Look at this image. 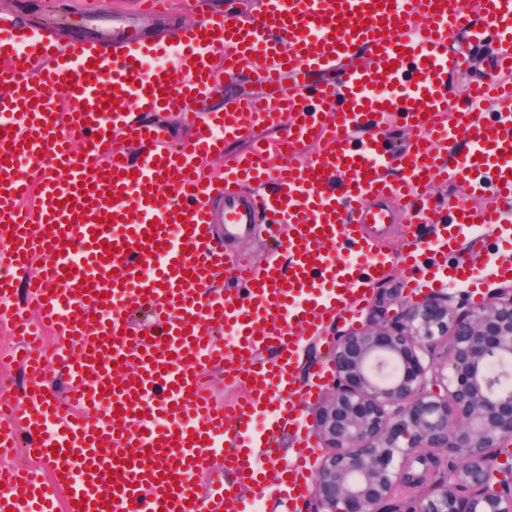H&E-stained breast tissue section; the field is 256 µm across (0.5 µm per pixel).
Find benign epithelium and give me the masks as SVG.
<instances>
[{
  "label": "benign epithelium",
  "mask_w": 512,
  "mask_h": 512,
  "mask_svg": "<svg viewBox=\"0 0 512 512\" xmlns=\"http://www.w3.org/2000/svg\"><path fill=\"white\" fill-rule=\"evenodd\" d=\"M335 386L313 413L325 453L316 512H385L415 486L411 464L442 451L448 480L410 496L408 512H512V475L492 452L512 444V287L462 310L452 293L381 305L333 338Z\"/></svg>",
  "instance_id": "1"
}]
</instances>
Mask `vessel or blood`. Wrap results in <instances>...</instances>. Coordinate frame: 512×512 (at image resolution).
<instances>
[{
	"label": "vessel or blood",
	"mask_w": 512,
	"mask_h": 512,
	"mask_svg": "<svg viewBox=\"0 0 512 512\" xmlns=\"http://www.w3.org/2000/svg\"><path fill=\"white\" fill-rule=\"evenodd\" d=\"M134 4L101 27L170 9ZM197 6L174 39L109 47L81 25L65 42L51 20L0 26V324L17 333L10 361L23 375L0 388V512H256L271 488L305 499L313 444L299 405L325 373L298 382L304 337L354 318L394 267L410 291L433 267L469 281L467 260L448 262L456 229L492 236L512 218V0ZM462 36L490 49V78L465 100L453 91L470 66ZM328 70L338 77L311 106L305 79ZM250 74L262 96L228 92ZM489 97L493 117H472ZM173 112L194 131L176 146L154 121ZM259 125L282 130L276 145L204 172L225 140ZM410 128L416 137L399 140ZM309 138L322 143L312 162L275 163ZM437 181L458 187L444 209L426 192ZM401 213L404 251L383 254L371 230ZM218 224L266 235L269 256L227 254ZM428 231L438 246L427 256ZM223 278L232 287L218 288ZM213 371L241 388L232 412L205 387ZM286 436L287 464L267 471ZM215 471L222 486L192 488Z\"/></svg>",
	"instance_id": "vessel-or-blood-1"
}]
</instances>
